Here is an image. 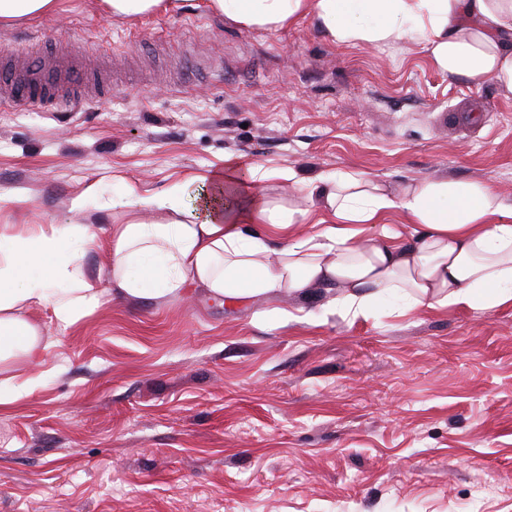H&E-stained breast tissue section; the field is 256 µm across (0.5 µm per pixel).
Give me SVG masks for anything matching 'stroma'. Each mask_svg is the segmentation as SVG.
<instances>
[{
    "instance_id": "obj_1",
    "label": "stroma",
    "mask_w": 512,
    "mask_h": 512,
    "mask_svg": "<svg viewBox=\"0 0 512 512\" xmlns=\"http://www.w3.org/2000/svg\"><path fill=\"white\" fill-rule=\"evenodd\" d=\"M32 45L155 56L175 77L126 76L75 112L0 105V192L25 199L0 224H122L113 194L190 199L228 158L269 171L256 190L305 211L299 235L321 216L302 183L322 172L395 192L478 182L512 204V93L439 71L411 40L335 44L309 16L241 28L207 0L134 17L59 0L0 25V48ZM481 103L489 125L441 119ZM99 286L68 328L33 313L38 360L0 364L23 392L0 404V512H512V306L384 303L352 323L322 291L129 302Z\"/></svg>"
}]
</instances>
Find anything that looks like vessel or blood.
Wrapping results in <instances>:
<instances>
[{"instance_id": "obj_1", "label": "vessel or blood", "mask_w": 512, "mask_h": 512, "mask_svg": "<svg viewBox=\"0 0 512 512\" xmlns=\"http://www.w3.org/2000/svg\"><path fill=\"white\" fill-rule=\"evenodd\" d=\"M92 87L99 100L112 95V80L107 68H94L86 54L48 52L35 55L24 70H16L10 61L0 60V103L21 104L31 110H54L61 99L79 104L76 86Z\"/></svg>"}]
</instances>
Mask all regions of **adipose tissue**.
<instances>
[{"label": "adipose tissue", "mask_w": 512, "mask_h": 512, "mask_svg": "<svg viewBox=\"0 0 512 512\" xmlns=\"http://www.w3.org/2000/svg\"><path fill=\"white\" fill-rule=\"evenodd\" d=\"M241 27L281 28L312 16L334 43L409 39L434 66L512 93V0H208ZM326 213L321 230L298 239L299 210L253 197L243 211L188 205L180 188L115 198L127 223L98 234L90 224H0V364L38 358L42 334L32 312L61 327L101 305L79 264L105 238L107 278L127 301H161L201 288L219 301L331 291L328 308L369 317L384 301L409 309L512 306V205L479 183L426 181L393 193L362 172L308 181ZM399 212L411 238L384 231ZM501 223H494V216Z\"/></svg>", "instance_id": "ef3b65f1"}]
</instances>
